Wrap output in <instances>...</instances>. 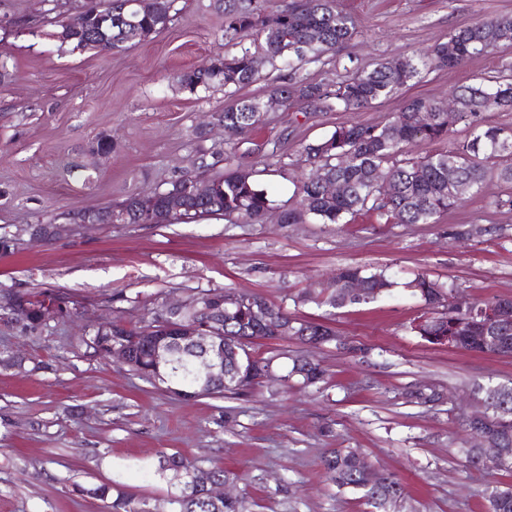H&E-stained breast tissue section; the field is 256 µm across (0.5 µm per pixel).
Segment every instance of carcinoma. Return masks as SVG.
Returning a JSON list of instances; mask_svg holds the SVG:
<instances>
[{"instance_id":"carcinoma-1","label":"carcinoma","mask_w":512,"mask_h":512,"mask_svg":"<svg viewBox=\"0 0 512 512\" xmlns=\"http://www.w3.org/2000/svg\"><path fill=\"white\" fill-rule=\"evenodd\" d=\"M131 2L103 0L104 8L96 11L91 7L69 18L74 30L70 37L60 40L59 47L71 52L97 50L110 54L168 28L175 0H162L158 11L142 14L133 30L119 23L121 16L134 13ZM216 4L224 15V37L241 43L255 36L259 38L260 53L243 46L239 53L217 58L207 67L182 72L180 86L194 92L201 87L207 89L218 80L226 87H245L257 79L259 71L254 67V59L260 57L274 70L281 64L289 70L288 81L273 85L269 97L305 113L369 107L391 98L427 68H457L475 55L512 42V14L478 18L450 32L428 56H403L370 67L344 64L336 78L313 80L300 75L301 65L318 62L328 53L336 54L357 33V20L340 7L338 0H291L287 8L273 15L262 12L259 0H216ZM453 103L454 116L450 118L445 105L412 98L401 112L382 125L340 126L329 138L305 145L303 154L309 170L297 186L301 209L282 212V223L299 224L308 217L316 224H341L348 215L372 210L392 215L398 224H435L442 213L478 194L486 180L495 177L511 185L512 162L503 165L500 160L512 159V131L491 124L488 114L512 111V75L465 86L455 94ZM421 112L427 113V117L420 118ZM263 114L264 104L256 99L241 98L225 106L218 114V120L224 123L223 145L200 151V175L186 174L155 189L153 223L212 216H224L239 224L263 223L264 215L271 209L268 193L250 173L240 169L232 151L233 139L256 127ZM458 125L466 130L467 139L456 148L429 153L416 162L397 159L407 146L439 142ZM208 156L223 161L224 171L211 173L214 164L206 162ZM381 176L389 181L387 194L378 187L377 179ZM101 213L112 215L114 224L146 223L136 196L104 208ZM353 280L361 281L364 291L343 295L342 290ZM394 285L382 269L369 271L348 266L336 273L331 292H303L295 302L331 309L366 305L386 295ZM404 287L427 309L410 324L414 335L433 345L512 356V299L485 298L458 308L449 303L453 288L427 273L416 274ZM44 297L46 294L40 292L13 296L5 307L28 308V321L38 324ZM492 303L510 318L508 325L485 315L484 309ZM267 312L282 316L288 324V331L280 337L282 342H334V330L325 317L292 318L260 294L224 288L189 294L182 311L172 319L156 314L143 325H127L119 319L112 323V330L85 333L77 338L76 344L101 359L109 344L125 341L129 343L130 371L149 382L157 378L168 387L187 388L193 384L191 360L183 357L158 367L152 347L138 342V338L149 330L162 338L169 321L186 328L210 317L224 332V376L212 379L200 395H240L260 385L264 371L274 368L277 360L288 358L286 349L270 350L266 355L253 349L258 340H274V332L263 325ZM241 336L252 341L239 348L235 356L230 343ZM326 377L321 363L296 355L281 382L286 386L293 380L304 387H318ZM501 391L502 401L474 428L493 433L501 448L512 456V386H503ZM461 453L472 469L512 472V463L506 466L484 460L472 448H463ZM321 467L338 488L361 494L373 512H396L397 505L406 499L405 488L396 476L377 482L371 463L353 448L327 449ZM177 468L197 472L209 480L241 479L239 474L223 467L204 468L178 453H161V472L172 473ZM81 492L108 502V512H153L146 501L109 485L84 487ZM488 501L490 512H512V488L491 487ZM167 504L168 512H247L245 498L215 502L206 495L204 486L189 482L173 486Z\"/></svg>"}]
</instances>
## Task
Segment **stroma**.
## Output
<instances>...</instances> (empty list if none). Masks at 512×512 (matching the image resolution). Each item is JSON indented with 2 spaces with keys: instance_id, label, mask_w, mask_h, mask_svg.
Instances as JSON below:
<instances>
[{
  "instance_id": "obj_1",
  "label": "stroma",
  "mask_w": 512,
  "mask_h": 512,
  "mask_svg": "<svg viewBox=\"0 0 512 512\" xmlns=\"http://www.w3.org/2000/svg\"><path fill=\"white\" fill-rule=\"evenodd\" d=\"M87 0H0V297L45 291L67 315L33 325L0 307V512H107L82 488L111 484L150 503L170 489L160 452L242 474L233 491L249 512H370L359 496L326 480L327 448H354L407 491L403 512H488V488L512 487V473L466 467L462 423L478 388L512 384V357L431 345L409 325L422 313L406 283L425 272L459 297L512 298V211L491 205L507 192L487 181L480 194L434 224H398L376 212L344 224H281L299 206L295 184L303 148L341 125H376L423 97L447 102L459 87L512 74V44L464 66L424 71L391 98L353 111L307 115L268 107L263 124L236 141L237 162L266 188L275 216L264 224L211 218L177 224H72L53 238L36 225L71 210L98 209L194 171L195 135L209 142L214 118L233 97L267 100L280 72L262 67L250 85L190 92L177 77L227 52L224 18L213 0H177L163 32L106 55L65 52L42 38L44 16L66 19ZM358 22L341 62L369 65L427 54L476 18L512 14V0H339ZM113 141L101 155L99 138ZM478 226L465 242L450 229ZM347 265L387 270L395 286L365 306L336 310L331 325L353 352L289 343L327 369L321 387L287 389L270 380L241 397L181 398L89 357L72 339L122 314L151 319L190 290L232 287L265 295L290 315L305 290L332 287ZM124 293L116 301L114 293ZM425 386L439 401L406 402ZM332 436H324L323 427Z\"/></svg>"
}]
</instances>
